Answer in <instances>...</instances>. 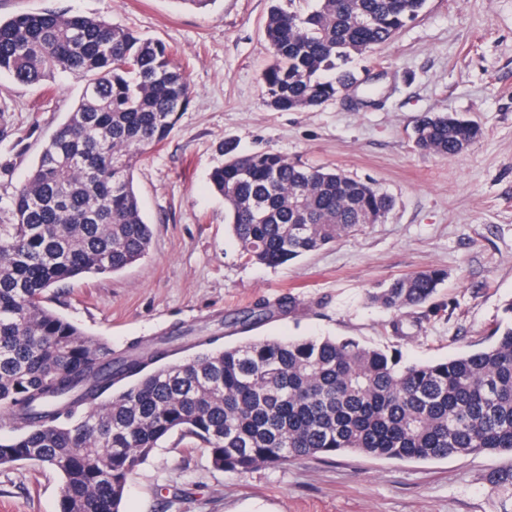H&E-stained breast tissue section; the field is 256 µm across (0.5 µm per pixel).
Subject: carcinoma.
<instances>
[{"label":"carcinoma","mask_w":512,"mask_h":512,"mask_svg":"<svg viewBox=\"0 0 512 512\" xmlns=\"http://www.w3.org/2000/svg\"><path fill=\"white\" fill-rule=\"evenodd\" d=\"M271 6L262 73L276 112L318 107L354 83L353 56L391 43L426 0H311ZM32 84L67 72L81 97L10 200L0 224V412L18 434L0 439V466L36 462L63 478L60 512H120L130 475L174 432L200 440L212 465L247 472L299 458L360 454L395 461L512 455V322L490 344L432 362L352 338L195 336L189 358L167 364L177 336L112 356L101 339L44 305L43 293L85 274L143 259L152 229L133 172L185 111L191 87L159 40L104 18L59 11L0 20V73ZM482 136L457 115L430 113L416 146L452 158ZM210 181L249 261L276 266L379 224L392 198L371 182L275 153L227 145ZM434 268L369 294L399 315L445 280ZM294 307L259 302L233 326L245 332ZM488 492L512 512V464Z\"/></svg>","instance_id":"obj_1"}]
</instances>
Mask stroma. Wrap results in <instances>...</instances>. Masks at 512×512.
Wrapping results in <instances>:
<instances>
[{"label":"stroma","mask_w":512,"mask_h":512,"mask_svg":"<svg viewBox=\"0 0 512 512\" xmlns=\"http://www.w3.org/2000/svg\"><path fill=\"white\" fill-rule=\"evenodd\" d=\"M270 0H0V18L63 10L100 16L164 42L192 88L162 145L134 173L153 229L147 256L109 275L49 289L45 303L113 351L181 331L205 336L262 301L293 297L292 312L256 339L351 337L427 362L485 346L512 321V0H426L389 45L354 56L359 86L319 107L275 112L261 74L271 57ZM81 78L21 85L0 75V224L27 171L76 105ZM476 122L482 136L453 158L420 151L427 113ZM269 152L370 181L394 200L384 223L278 266L249 262L209 183L224 160ZM429 268L448 276L410 308L404 336L370 292ZM512 461L480 453L432 461L344 454L246 473L213 467L200 441L172 434L130 476L122 512H494L486 477ZM63 479L32 462L0 467V512H59Z\"/></svg>","instance_id":"obj_1"}]
</instances>
